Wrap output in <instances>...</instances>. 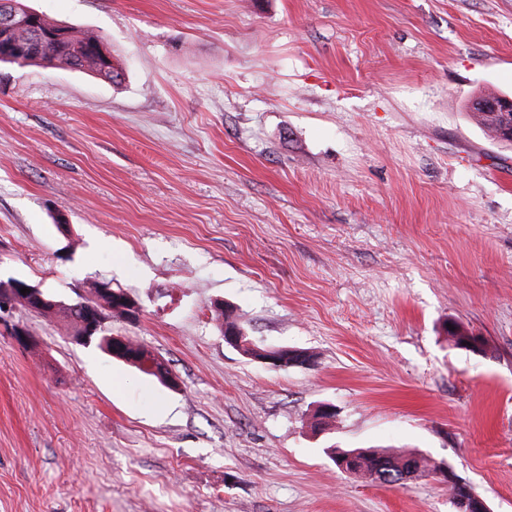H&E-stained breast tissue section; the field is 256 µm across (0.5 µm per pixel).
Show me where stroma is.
I'll return each instance as SVG.
<instances>
[{
	"mask_svg": "<svg viewBox=\"0 0 512 512\" xmlns=\"http://www.w3.org/2000/svg\"><path fill=\"white\" fill-rule=\"evenodd\" d=\"M24 2L122 77L0 64V280L131 293L113 333L179 387L0 322V512H454L440 475L350 480L332 445L512 512V146L471 109L512 96V0ZM219 301L312 365L226 344ZM255 348L258 349L261 357H254L257 361L268 365L274 369H282L288 367H306L310 365L309 360H306L304 353L299 349L288 348V347H271L265 348L264 350L258 346H245V352L247 354H254ZM121 361L125 362L126 364H128V365H130L132 367L137 368L140 371L143 370V371L148 372V373L156 374L158 377L163 379L165 381V383L168 385V387H170V388H176L177 387V381H176L175 377L173 376V374L170 373V372L168 373L163 366L159 365V364H163V363L160 362L150 352H146L144 354V356H142L141 359L137 362V365H139V367L141 369L137 365H135L134 363H131V362L127 361V360H121ZM153 376H155V375H153ZM157 376H155V377L158 378ZM355 450H361V452L357 455L353 473H348L345 462H338L341 471L346 473L348 476L361 478L365 477L384 486L404 487L405 484L396 485V480L394 479H383L378 476L376 470L377 464L381 461H384L385 463L390 464L395 472H399L400 465L402 463L406 464L407 462H413L415 464V475L411 477L410 480L419 478L424 476L426 473L429 474L430 472V465L428 460L417 453L405 452L391 448H365V450ZM373 475L375 476L373 477Z\"/></svg>",
	"mask_w": 512,
	"mask_h": 512,
	"instance_id": "1",
	"label": "stroma"
}]
</instances>
